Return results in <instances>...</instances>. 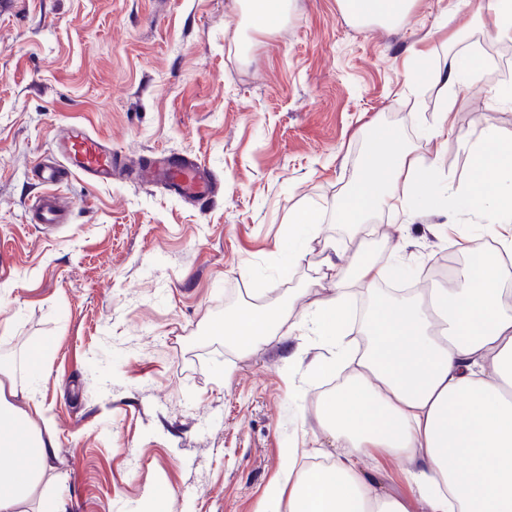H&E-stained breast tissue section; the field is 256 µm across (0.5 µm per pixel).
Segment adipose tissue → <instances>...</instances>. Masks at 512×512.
I'll return each mask as SVG.
<instances>
[{"label": "adipose tissue", "instance_id": "1", "mask_svg": "<svg viewBox=\"0 0 512 512\" xmlns=\"http://www.w3.org/2000/svg\"><path fill=\"white\" fill-rule=\"evenodd\" d=\"M341 12L362 23L397 26L416 0H338ZM476 22L496 38L512 41V0H481ZM463 30L449 33L448 64L437 81L444 90L440 129L454 130V88L461 78L458 48ZM474 169L464 186L440 182L439 160L422 162L389 127L370 131L354 184L336 207L337 223L357 238L381 212L414 217V198L428 195L430 210L463 198L484 217L481 235H461L458 224L434 225V233L458 247L466 263L448 288L405 296L381 284L396 273L393 261L355 260L349 279L337 281L331 296L311 302L300 319L292 305L251 304L224 318V335L238 347L255 348L282 328L324 338L334 352L313 365L315 377L329 379L341 368L343 384L322 393L314 409L321 437L337 455L322 468L301 467L288 457V476L270 494L286 512H512V289L504 285L512 258V140L492 129L477 138L459 137ZM318 209L300 207L289 217L288 258L298 264L319 253L323 278L333 277L336 243L314 250L298 238L317 228ZM365 292L371 308L353 325L349 289ZM359 328L368 339L350 353L344 338ZM0 447L15 448V466L0 467V512H27L54 458L57 434L43 408L28 397L16 377L12 356L0 354ZM398 457L408 463L406 495L382 488L359 468L362 458Z\"/></svg>", "mask_w": 512, "mask_h": 512}]
</instances>
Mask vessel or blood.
I'll list each match as a JSON object with an SVG mask.
<instances>
[{
	"instance_id": "vessel-or-blood-1",
	"label": "vessel or blood",
	"mask_w": 512,
	"mask_h": 512,
	"mask_svg": "<svg viewBox=\"0 0 512 512\" xmlns=\"http://www.w3.org/2000/svg\"><path fill=\"white\" fill-rule=\"evenodd\" d=\"M124 168L121 156L109 141L85 129H71L61 136L56 159H44L32 168L34 178L44 192L30 204L36 224L67 223L70 209L58 192L65 177L78 174L95 185H108ZM132 180L144 184H162L180 196L203 199L212 191V177L195 159L168 154L155 155L148 165L131 171Z\"/></svg>"
}]
</instances>
